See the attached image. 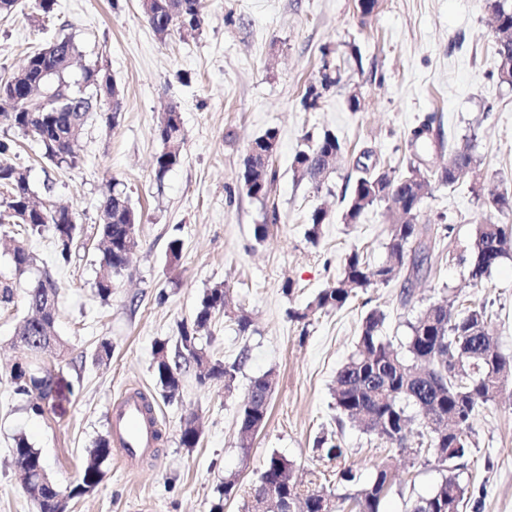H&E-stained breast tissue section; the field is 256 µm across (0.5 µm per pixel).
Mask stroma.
<instances>
[{"mask_svg":"<svg viewBox=\"0 0 512 512\" xmlns=\"http://www.w3.org/2000/svg\"><path fill=\"white\" fill-rule=\"evenodd\" d=\"M27 6L0 16V79L13 75L47 41L74 38L81 56L71 72L107 62L120 90L116 117L90 114L81 139L82 162L54 167L39 146L0 121V139L18 144L10 161L26 171L37 199L75 214L78 236L70 261L58 258L52 229L20 235L40 267L59 287L57 330L69 353L57 366L56 392L33 412L17 393L12 365L25 358L15 331L28 314V278L14 280L11 257L0 242V280H13L14 301L0 307V512H38L22 490L12 448L25 434L39 450L62 491L76 486L87 453L112 432V405L126 392L151 397L162 439L150 455L128 464L122 448L103 463L97 488L69 502L70 512H210L225 476L242 488L256 480L266 456L276 452L300 475L324 474L334 495L345 489L337 466L370 479L378 464L393 465L394 486L380 512H408L429 495L446 472L418 435L398 447L350 423H339L333 389L336 374L355 349L368 307L386 314L384 334L405 351L421 311L443 297L486 304L500 351L512 357V254L502 258L481 285H473L461 255L490 214L484 194L512 192V87L494 76L495 33L487 0H380L362 17L356 0H204V22L192 34L159 40L140 0H56L52 17L35 24ZM361 63H354V55ZM341 71L339 84L323 90L315 106L302 97L319 84L323 66ZM363 105L351 111L350 91ZM176 105L185 140L182 160L156 178L153 159L161 112ZM436 115L452 142L473 138L476 173L452 186L433 185L418 222L438 247L430 269L368 288L340 310L319 312L309 325L291 320L342 273V262L359 252L370 265L387 258L389 222L377 205L358 223L344 214L347 177L362 153L370 165L404 169L407 135L425 116ZM279 141L276 173L267 201L250 198L240 185L249 143L268 129ZM332 130L344 145L342 161L321 190L297 180L295 152L305 137ZM124 184L142 220L139 245L101 298L96 273L100 209L113 181ZM327 207L319 244L305 232L310 212ZM268 224L264 242L253 229ZM181 259L167 258L171 240ZM292 280L291 294L281 286ZM224 285L235 305L253 319L239 335L233 322L215 314L200 342L226 363L245 355L232 396L223 382H199L195 364L183 367L179 396L164 398L153 373L154 344L176 341L192 323L205 290ZM112 344L96 362L101 340ZM271 374L274 386L266 426L249 452L239 447L237 411L252 379ZM197 417L196 447L180 442L182 425ZM475 446L460 480L467 487L462 512H512V381L471 422ZM326 436L345 450L342 463L314 448Z\"/></svg>","mask_w":512,"mask_h":512,"instance_id":"obj_1","label":"stroma"}]
</instances>
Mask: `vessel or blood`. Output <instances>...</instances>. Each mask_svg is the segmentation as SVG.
Instances as JSON below:
<instances>
[{
	"label": "vessel or blood",
	"instance_id": "obj_1",
	"mask_svg": "<svg viewBox=\"0 0 512 512\" xmlns=\"http://www.w3.org/2000/svg\"><path fill=\"white\" fill-rule=\"evenodd\" d=\"M112 433L129 460H137L152 452L156 445L155 427L144 410L139 393H127L113 404Z\"/></svg>",
	"mask_w": 512,
	"mask_h": 512
}]
</instances>
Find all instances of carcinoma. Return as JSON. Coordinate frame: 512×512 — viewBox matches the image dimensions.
Returning a JSON list of instances; mask_svg holds the SVG:
<instances>
[{
    "mask_svg": "<svg viewBox=\"0 0 512 512\" xmlns=\"http://www.w3.org/2000/svg\"><path fill=\"white\" fill-rule=\"evenodd\" d=\"M155 3V12L148 18V23L160 38L165 39L184 29L201 28L199 18L203 17V0H155ZM171 5L178 7L184 22L172 17ZM491 8L495 23L497 78L500 83L512 86V3L492 0ZM77 52V44L67 38L56 51L47 53L40 49L27 57V66L17 74L5 81L0 79V114H6L10 127L25 137L30 136L31 129L46 134V138H37L35 142L41 147L42 156L58 168L74 169L80 164V139L88 113L93 108V100L104 92L96 86V82L104 79V73L94 66L83 69L82 82L69 80ZM435 120L436 116L430 115L411 130L407 138L410 154L405 170H378L356 162L345 221L355 224L366 210L386 203L393 216L386 243V261L373 267L358 252L348 254L343 260L342 276L319 291L304 311L289 312L291 319L303 321L318 311L339 310L358 291L389 284L404 270L408 255L412 258L413 273L420 272L432 250V239L428 229L417 222L416 202L423 201L428 194L430 178L450 186L475 168L474 145L468 140L460 146H448V166L430 173L428 158L437 141L429 132ZM157 135L163 148L154 159V170L162 177L180 163L184 142L182 122L165 126L157 124ZM276 144L278 131L269 129L247 148L242 182L251 198L263 201L271 192L275 172L271 167L272 156L266 152ZM11 149L9 142L0 141V224H16L34 236L41 233L48 222L37 213L24 214V200L31 198V191L27 175L8 162ZM343 152L339 138L327 130L315 144H306L295 153L293 172L298 179L311 183L318 190L322 181L316 179V174L330 170ZM487 204L493 214L478 225L466 247L469 277L476 285L512 252V196L491 193ZM328 220L329 215L322 207L311 212L306 237L312 245L319 243L322 226ZM139 223L140 216L132 208L126 189L114 183L99 217L102 259L96 287L104 300L112 295L114 279L127 265L124 247L130 238L137 236ZM53 230L59 255L67 261L78 227L56 225ZM11 260L17 276L30 272L34 266L32 254L22 245L13 248ZM57 299V283L51 271L44 269L27 292L28 306L35 316L24 320L21 329L31 342L52 337L57 354L61 356L66 345L56 331ZM224 309H229L228 290L221 285L207 289L200 299L193 327L180 326L175 355L168 353L167 343L155 344L154 353L163 352L166 356V361L154 365V375L165 397H175L181 388V382L170 378L168 371L187 355L200 361L196 351L202 346L195 333L206 326L215 313ZM385 320L386 315L378 308L366 313L355 350L337 373L335 400L339 421L353 422L363 432L376 434L402 447L411 432V417L406 414L405 406L411 403L426 411L422 415V424L429 435V451L452 475L445 477L432 493L412 502L410 512H460L466 487L461 484L457 471L464 468V461L471 454V421L480 409L498 397L495 375L501 372L512 375V359L498 350L484 304L456 310L452 298L448 297L427 307L415 322L409 324L411 334L405 357L382 335ZM454 360L462 363L464 373H448ZM244 361L243 352L230 365L209 357L207 373L199 377V381L222 378L224 390L230 393ZM37 362L38 356L32 355L30 361L14 367L11 377L16 391L31 397L32 409L39 412L42 402L53 393V374L51 368L39 367ZM272 385L268 375L254 379L249 390L251 406L240 405L238 423L243 436L239 447L245 451L251 447V440L245 433L256 425L262 428L267 422V395L271 394ZM199 439L200 430L195 419H186L181 430V444L193 448ZM316 449L330 460L337 461L344 456V449L339 444L324 437L316 441ZM109 454L110 442L99 441L82 468L81 482L67 493L57 487L42 489L36 500L39 512H62L67 500L93 490L101 480V465ZM13 457L26 464L29 471L45 465L41 453L24 436L15 439ZM259 477L275 487L277 498L288 500V512H334L332 496L313 488L311 481L296 482L294 464L275 451L267 455ZM337 478L344 485H361L355 495L342 496L344 500L353 501L356 512H380L382 500L393 487L390 467L384 463L376 467L373 478L363 485L360 476L350 467L338 470Z\"/></svg>",
    "mask_w": 512,
    "mask_h": 512,
    "instance_id": "1",
    "label": "carcinoma"
}]
</instances>
